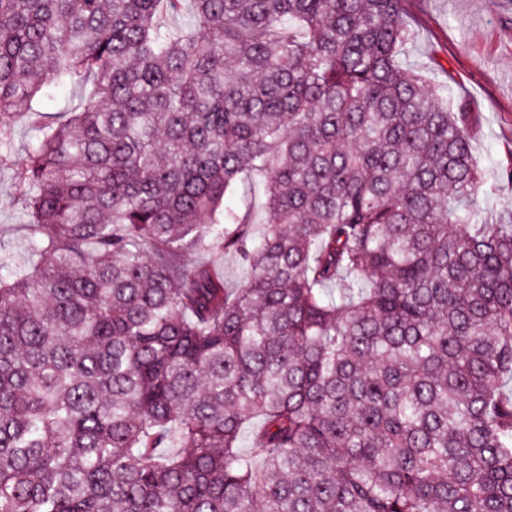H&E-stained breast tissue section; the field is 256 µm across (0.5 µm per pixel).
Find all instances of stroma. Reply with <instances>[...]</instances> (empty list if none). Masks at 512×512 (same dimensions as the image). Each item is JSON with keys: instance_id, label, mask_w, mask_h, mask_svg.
Instances as JSON below:
<instances>
[{"instance_id": "35a3bbf8", "label": "stroma", "mask_w": 512, "mask_h": 512, "mask_svg": "<svg viewBox=\"0 0 512 512\" xmlns=\"http://www.w3.org/2000/svg\"><path fill=\"white\" fill-rule=\"evenodd\" d=\"M411 39L402 58L447 85L448 104L468 114L474 151L484 167L485 212L512 217V190L501 179L512 168V0H406ZM27 188L0 167V253L15 264L31 259Z\"/></svg>"}]
</instances>
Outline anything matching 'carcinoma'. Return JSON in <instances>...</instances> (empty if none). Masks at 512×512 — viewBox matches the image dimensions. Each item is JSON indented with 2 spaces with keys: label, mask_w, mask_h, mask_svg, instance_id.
Segmentation results:
<instances>
[{
  "label": "carcinoma",
  "mask_w": 512,
  "mask_h": 512,
  "mask_svg": "<svg viewBox=\"0 0 512 512\" xmlns=\"http://www.w3.org/2000/svg\"><path fill=\"white\" fill-rule=\"evenodd\" d=\"M403 2L0 0V512H512V221ZM80 93L72 88L57 89L52 97L41 98L37 107H40L43 112L55 113L69 101L71 105H77L79 102ZM14 128L13 152L16 156L24 155L31 142V132L25 113L17 112L5 118ZM27 187L15 171L0 167V254H10L15 264L24 265L31 259V232L26 224L24 200ZM233 201L240 207L242 213L249 212L253 222H259L264 217V197L262 191H258L253 185L239 184Z\"/></svg>",
  "instance_id": "1"
}]
</instances>
